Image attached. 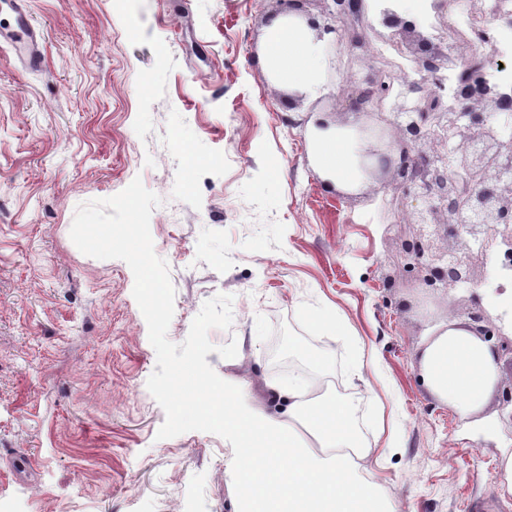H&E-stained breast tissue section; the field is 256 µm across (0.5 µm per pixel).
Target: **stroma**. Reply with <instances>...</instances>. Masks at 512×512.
Wrapping results in <instances>:
<instances>
[{"label": "stroma", "mask_w": 512, "mask_h": 512, "mask_svg": "<svg viewBox=\"0 0 512 512\" xmlns=\"http://www.w3.org/2000/svg\"><path fill=\"white\" fill-rule=\"evenodd\" d=\"M45 65L0 48V512H232L233 448L190 431L160 440L147 388L156 353L120 259L80 252L79 205L134 178L162 200L154 251L175 289L168 338L182 343L203 303L233 298L235 362L220 378L261 397L280 364L316 355L347 396L372 391L354 422L391 435L378 474L396 512H512L502 456L512 427L499 399L469 418L434 396L420 356L470 302L428 298L405 267L419 201L373 167L336 188L314 165L317 121L391 128L397 101L349 109L379 71L418 79L419 38L372 16L342 20L323 84L294 94L257 62L278 0H27ZM344 330L319 326L316 315ZM362 376H355V368Z\"/></svg>", "instance_id": "1"}]
</instances>
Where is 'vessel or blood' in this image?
<instances>
[{
  "label": "vessel or blood",
  "instance_id": "1",
  "mask_svg": "<svg viewBox=\"0 0 512 512\" xmlns=\"http://www.w3.org/2000/svg\"><path fill=\"white\" fill-rule=\"evenodd\" d=\"M5 18L0 21V41L8 43L23 65L42 69L45 62L43 35L31 22L24 0H0Z\"/></svg>",
  "mask_w": 512,
  "mask_h": 512
}]
</instances>
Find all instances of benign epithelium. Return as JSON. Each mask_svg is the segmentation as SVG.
<instances>
[{"instance_id": "7a95c632", "label": "benign epithelium", "mask_w": 512, "mask_h": 512, "mask_svg": "<svg viewBox=\"0 0 512 512\" xmlns=\"http://www.w3.org/2000/svg\"><path fill=\"white\" fill-rule=\"evenodd\" d=\"M329 14L357 17L364 0H330ZM383 25L402 33H415L421 18L405 11V0H377ZM500 46L503 66H460L454 76L440 74L443 62L431 42L420 36L418 70L422 78L407 85L395 113L400 133L396 145H378L362 152V170L377 163L394 171L403 194L421 202L414 211L417 232L404 243L407 268L416 280L435 293L452 288L470 294L466 310L468 327L490 345L496 359L512 356V297L503 300V311L493 321L481 306L475 289L494 286L505 294V272H484L474 278L471 264L459 249L441 247L438 229L446 238L463 244L471 257L488 265L497 251L512 254V13L502 0L489 7ZM389 91V85L368 78L351 99L350 109L360 111L372 98ZM436 142L428 152L419 148L426 140ZM446 215V222L439 220Z\"/></svg>"}]
</instances>
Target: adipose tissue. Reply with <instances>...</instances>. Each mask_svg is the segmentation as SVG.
<instances>
[{
    "label": "adipose tissue",
    "mask_w": 512,
    "mask_h": 512,
    "mask_svg": "<svg viewBox=\"0 0 512 512\" xmlns=\"http://www.w3.org/2000/svg\"><path fill=\"white\" fill-rule=\"evenodd\" d=\"M262 53L263 66L288 90L320 87L323 46L301 17L274 20ZM312 157L340 187L363 177L353 128L318 133ZM421 362L430 390L465 417L486 405L499 379L490 346L462 323L425 347ZM224 398V426L236 441V512H392L370 467L377 450L354 428L360 395L340 397L323 377L294 373L267 385L265 405H254L240 388Z\"/></svg>",
    "instance_id": "ef3b65f1"
}]
</instances>
